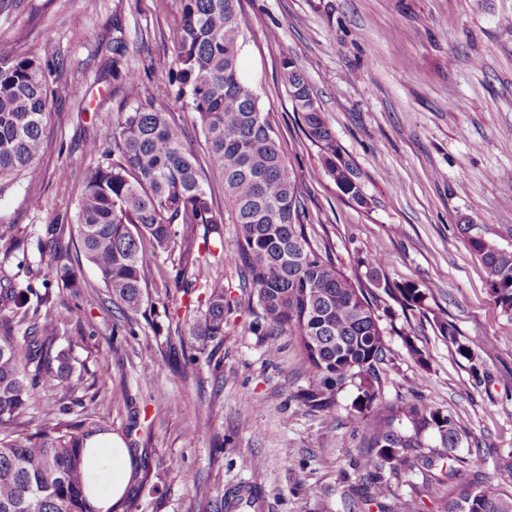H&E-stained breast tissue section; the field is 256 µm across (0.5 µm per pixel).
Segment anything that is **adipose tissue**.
I'll list each match as a JSON object with an SVG mask.
<instances>
[{"label":"adipose tissue","mask_w":512,"mask_h":512,"mask_svg":"<svg viewBox=\"0 0 512 512\" xmlns=\"http://www.w3.org/2000/svg\"><path fill=\"white\" fill-rule=\"evenodd\" d=\"M85 448L90 472L88 500L104 512L125 495L132 476L131 458L114 434L95 435Z\"/></svg>","instance_id":"adipose-tissue-1"}]
</instances>
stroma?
<instances>
[{
    "mask_svg": "<svg viewBox=\"0 0 512 512\" xmlns=\"http://www.w3.org/2000/svg\"><path fill=\"white\" fill-rule=\"evenodd\" d=\"M242 43L264 108L281 115L287 157L308 204L313 237L328 242L333 263L365 278L373 255L384 276L427 294L428 314L388 296L380 325L388 347L381 371L389 399H420L453 415L467 438L454 453L484 454L492 484L512 492V320L495 304L481 262L462 233L473 225L512 251V0H244ZM178 0H0V42L22 54L47 55L57 90L53 118L36 166L0 181V233L25 237L24 251L0 268L18 282L69 304L77 321L60 326L84 377L70 422L122 439L133 480L157 490L129 499L131 512H212L226 490H257L264 512H348L361 475V433L350 422L357 395L346 387L329 418L296 398L311 378L295 342L269 356L250 316L231 312L221 365L198 355L189 378L169 361L195 339L188 321L171 319L183 301L178 251L158 253L148 294L132 327L108 300L91 267L80 294L60 288L55 263L36 248L43 225H71L85 177L97 165L84 145L108 141L112 114L125 97L112 77V22L129 51L125 70L143 98L168 106L185 125L194 117L166 96ZM298 59L342 155L355 165L366 205L348 202L330 177L313 179L320 153L299 132L285 92L280 57ZM224 277L229 303H246L233 262L208 257L205 280ZM439 312L469 342L461 357L439 334ZM411 337L429 365L403 343ZM223 389H216V380ZM125 386L117 404L112 388ZM179 402L172 413L159 403ZM400 512H438L447 486L412 470L392 485Z\"/></svg>",
    "mask_w": 512,
    "mask_h": 512,
    "instance_id": "stroma-1",
    "label": "stroma"
}]
</instances>
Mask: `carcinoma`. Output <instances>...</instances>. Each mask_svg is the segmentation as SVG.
<instances>
[{"label":"carcinoma","mask_w":512,"mask_h":512,"mask_svg":"<svg viewBox=\"0 0 512 512\" xmlns=\"http://www.w3.org/2000/svg\"><path fill=\"white\" fill-rule=\"evenodd\" d=\"M173 30L174 58L168 96L192 112L203 137L194 150L185 128L164 105L141 97L135 74L122 73L128 52L122 26L112 27V77L124 78L125 105L112 113L110 143L92 142L89 154L101 161L86 176L79 204L76 240L121 318L140 312L155 254L180 245L184 267L194 266L190 232L201 224L203 243L217 242L236 261L242 287L250 289L247 312L252 326L265 329L267 352L275 356L282 339H294L313 383L299 395L308 407L336 416L339 394L356 387L351 421L361 431L362 496L352 510L374 505L396 512L388 502L391 480L418 469L448 486L440 512H512V493L481 476L477 453L453 458L444 452L467 437L453 417L425 402L386 399L379 365L387 348L378 304L360 280L350 278L307 234V210L297 191L274 113L240 75L239 53L246 22L242 0H179ZM282 81L300 115L301 132L320 149V169L340 192L366 204L357 171L343 157L297 58L280 62ZM47 65L36 55L0 45V179L33 168L44 142L52 90ZM224 176V211L205 186V170ZM236 225L224 237L226 221ZM467 245L484 266L491 294L512 320V252L463 228ZM40 252L68 255L57 224H45ZM384 256L369 263V280L400 305L418 308L424 295L411 283L381 281ZM66 287L82 282L72 266L57 269ZM204 309L193 315L192 335L212 359L224 340V279L204 288ZM50 303L30 286L8 278L0 288V512H98L86 495L84 443L99 430L48 420L31 432L23 417L33 392L61 394L58 411L83 384L68 350L57 345L58 324L73 320L69 307H52L43 323L16 335V317ZM434 436L439 447L426 441ZM478 478L457 481L461 470Z\"/></svg>","instance_id":"cac0c4a2"}]
</instances>
